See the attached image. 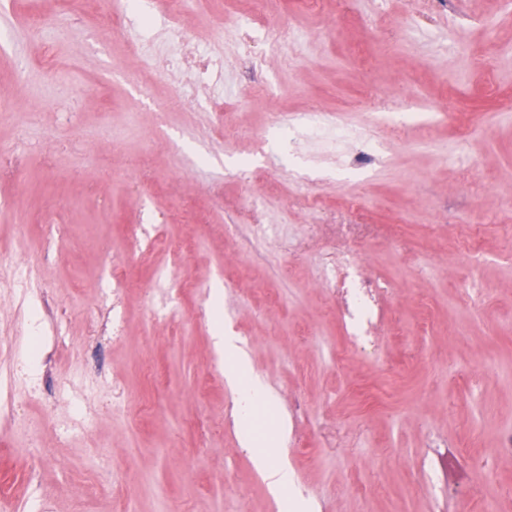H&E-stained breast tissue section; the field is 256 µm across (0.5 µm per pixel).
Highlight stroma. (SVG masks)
<instances>
[{"mask_svg":"<svg viewBox=\"0 0 512 512\" xmlns=\"http://www.w3.org/2000/svg\"><path fill=\"white\" fill-rule=\"evenodd\" d=\"M0 11V512H280L230 418L214 311L278 397L315 512H512V13L502 0ZM121 146L96 136L102 111ZM136 124H129V113ZM342 114L356 136L312 133ZM285 119L275 126V116ZM188 239L173 256L165 241ZM128 259L112 285V260ZM378 290L371 321L350 300ZM122 322L113 334V322ZM153 374H146L145 366ZM399 374L394 408L371 392ZM89 416L66 430L73 394Z\"/></svg>","mask_w":512,"mask_h":512,"instance_id":"obj_1","label":"stroma"}]
</instances>
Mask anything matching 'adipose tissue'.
Wrapping results in <instances>:
<instances>
[{
    "label": "adipose tissue",
    "instance_id": "adipose-tissue-1",
    "mask_svg": "<svg viewBox=\"0 0 512 512\" xmlns=\"http://www.w3.org/2000/svg\"><path fill=\"white\" fill-rule=\"evenodd\" d=\"M213 341L224 354L225 378L233 391L240 442L252 451V462L269 491L280 499L283 512H307L309 504L298 490L293 468L281 459L274 448V439L259 433L255 419L260 409L276 404V397L252 377L249 356L238 336L216 325Z\"/></svg>",
    "mask_w": 512,
    "mask_h": 512
}]
</instances>
